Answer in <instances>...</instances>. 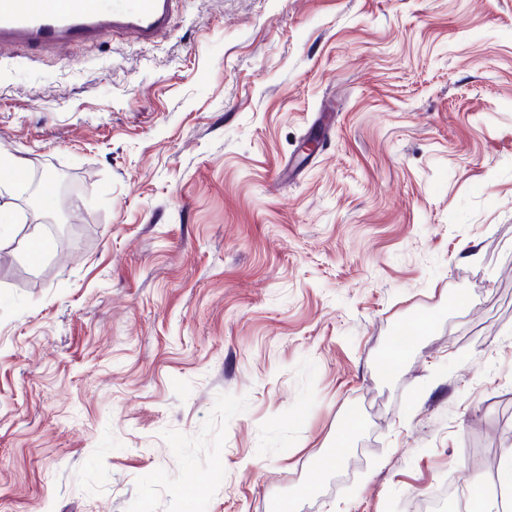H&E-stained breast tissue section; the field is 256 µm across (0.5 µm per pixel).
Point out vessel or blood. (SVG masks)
Masks as SVG:
<instances>
[{"mask_svg":"<svg viewBox=\"0 0 512 512\" xmlns=\"http://www.w3.org/2000/svg\"><path fill=\"white\" fill-rule=\"evenodd\" d=\"M177 0H0V54L17 45L53 49L117 30L145 43L160 33Z\"/></svg>","mask_w":512,"mask_h":512,"instance_id":"b4317fda","label":"vessel or blood"}]
</instances>
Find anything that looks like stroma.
Instances as JSON below:
<instances>
[{
    "label": "stroma",
    "instance_id": "stroma-1",
    "mask_svg": "<svg viewBox=\"0 0 512 512\" xmlns=\"http://www.w3.org/2000/svg\"><path fill=\"white\" fill-rule=\"evenodd\" d=\"M1 152L30 191L0 196V512L495 489L512 0H181L149 45L19 46Z\"/></svg>",
    "mask_w": 512,
    "mask_h": 512
}]
</instances>
